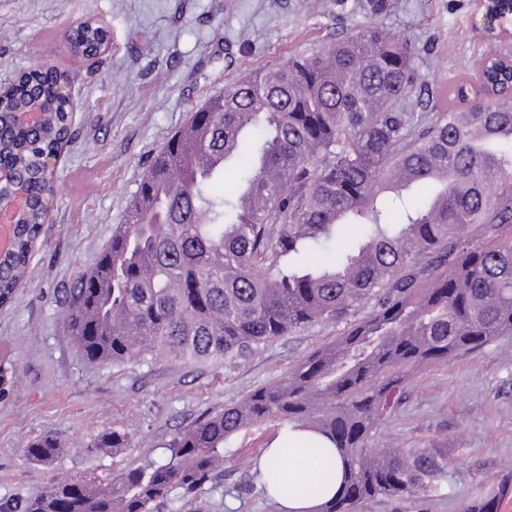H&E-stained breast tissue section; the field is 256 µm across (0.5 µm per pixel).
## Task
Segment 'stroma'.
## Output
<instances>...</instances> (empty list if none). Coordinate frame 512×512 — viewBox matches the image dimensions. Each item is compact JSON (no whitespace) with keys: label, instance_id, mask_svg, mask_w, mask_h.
Returning <instances> with one entry per match:
<instances>
[{"label":"stroma","instance_id":"1","mask_svg":"<svg viewBox=\"0 0 512 512\" xmlns=\"http://www.w3.org/2000/svg\"><path fill=\"white\" fill-rule=\"evenodd\" d=\"M388 3L378 22L419 49L418 111H447L449 78L475 72L487 52L512 55V40L483 37L480 0ZM88 16L108 25L110 45L95 60L71 58L67 35ZM368 18V0H0V80L53 64L77 103L26 282L0 309V355H10L17 373L0 396V503L64 476L106 480L164 463L175 433L277 381L335 337L336 323L322 322L232 361L92 367L73 343L61 300L124 222L153 155L198 105ZM115 428L129 435L128 448L95 447ZM278 429L274 421L251 425L225 444L223 468L195 495L205 512H278L254 467ZM46 433L59 455L48 465L27 460L26 444ZM442 440L445 479L402 499L366 502L360 512H463L494 495L498 512H512V489L499 492L512 486V336L410 377L375 445Z\"/></svg>","mask_w":512,"mask_h":512}]
</instances>
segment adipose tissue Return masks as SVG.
<instances>
[{
    "instance_id": "obj_1",
    "label": "adipose tissue",
    "mask_w": 512,
    "mask_h": 512,
    "mask_svg": "<svg viewBox=\"0 0 512 512\" xmlns=\"http://www.w3.org/2000/svg\"><path fill=\"white\" fill-rule=\"evenodd\" d=\"M312 437V432L302 429L280 430L258 460L261 484L281 512H316L320 504L338 494L343 484L345 466L340 460L335 463L333 480L322 481V459L310 446ZM284 441L293 448L286 458L280 448ZM313 484L318 487L314 493L309 490Z\"/></svg>"
}]
</instances>
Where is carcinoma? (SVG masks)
I'll use <instances>...</instances> for the list:
<instances>
[{
	"mask_svg": "<svg viewBox=\"0 0 512 512\" xmlns=\"http://www.w3.org/2000/svg\"><path fill=\"white\" fill-rule=\"evenodd\" d=\"M385 8L371 0L360 29L209 97L155 154L125 222L67 295L71 337L96 366L156 353L232 360L318 323L344 328L174 435L167 462L105 483L58 479L0 512H200L187 495L216 477L225 441L267 420L322 435L343 459L342 491L319 512H357L447 475L446 440L385 452L374 440L409 377L512 336V66L460 77L448 111L417 112L419 50L376 22ZM107 37L88 18L70 54L94 58ZM59 80L53 65L18 72L0 111V165L28 192L0 260L1 307L38 242L46 161L72 112ZM34 104L46 107L43 124L17 125L13 112ZM348 226L359 237L330 262L301 260L346 240ZM97 447L127 448L128 434L104 432ZM59 451L47 434L24 448L38 464Z\"/></svg>",
	"mask_w": 512,
	"mask_h": 512,
	"instance_id": "cac0c4a2",
	"label": "carcinoma"
}]
</instances>
